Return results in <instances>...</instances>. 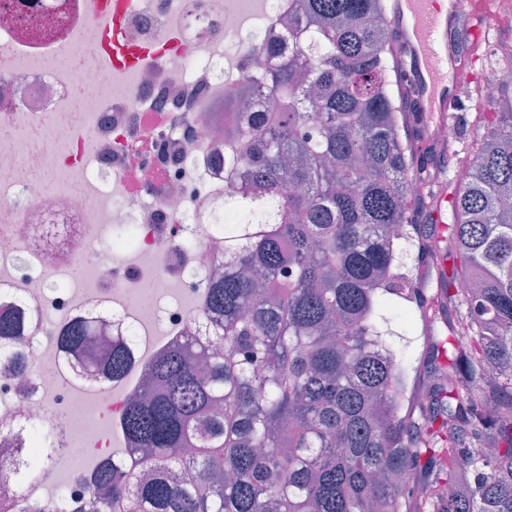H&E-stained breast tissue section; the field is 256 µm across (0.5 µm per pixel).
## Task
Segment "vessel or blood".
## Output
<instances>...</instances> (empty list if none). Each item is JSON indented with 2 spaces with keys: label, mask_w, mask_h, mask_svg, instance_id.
<instances>
[{
  "label": "vessel or blood",
  "mask_w": 512,
  "mask_h": 512,
  "mask_svg": "<svg viewBox=\"0 0 512 512\" xmlns=\"http://www.w3.org/2000/svg\"><path fill=\"white\" fill-rule=\"evenodd\" d=\"M121 11L122 0H99L98 45L101 53L129 68L139 54L114 38ZM389 12L404 69L419 86L418 106L434 114L435 125H443L475 85L471 65L484 41L487 0H448L444 7L437 0H389Z\"/></svg>",
  "instance_id": "b4317fda"
}]
</instances>
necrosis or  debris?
<instances>
[{
	"label": "necrosis or debris",
	"mask_w": 512,
	"mask_h": 512,
	"mask_svg": "<svg viewBox=\"0 0 512 512\" xmlns=\"http://www.w3.org/2000/svg\"><path fill=\"white\" fill-rule=\"evenodd\" d=\"M288 0H124L123 43L140 64L116 73L97 52L94 0H9L0 9V301L24 296L52 327L78 317L104 336L129 337L132 363L109 402L92 401L95 380L59 377L60 355L44 337L10 343L22 378L0 379V486L40 512H87L90 478L52 499L36 495L51 468L19 481L12 464L32 447L30 423L60 444L53 462L96 455L119 460L111 443L124 403L170 341L208 337L203 297L224 267V238L211 215L240 185L224 167V104L243 67L277 59L246 56L242 34L280 32ZM75 225L56 249L36 244L47 215ZM81 268L90 287L64 281Z\"/></svg>",
	"instance_id": "1"
}]
</instances>
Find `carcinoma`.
Listing matches in <instances>:
<instances>
[{"label": "carcinoma", "mask_w": 512, "mask_h": 512, "mask_svg": "<svg viewBox=\"0 0 512 512\" xmlns=\"http://www.w3.org/2000/svg\"><path fill=\"white\" fill-rule=\"evenodd\" d=\"M388 18L386 0H294L267 47L276 111L244 142L224 130L243 183L224 200L238 223L218 226L224 274L208 284L223 347L204 374L196 335L153 360L120 419L128 457L153 474L127 485L97 469L110 512H408L416 482L435 488L428 512H512V77L464 175L448 176L458 349H433L435 384L414 409L417 357L393 326L431 317L432 300L406 274L427 253L408 190L417 86L399 77ZM21 310L0 309L1 339L33 330ZM98 332L78 318L50 340L85 352L77 376L110 384L130 352L117 336L97 354ZM490 367L496 380L476 385Z\"/></svg>", "instance_id": "cac0c4a2"}]
</instances>
